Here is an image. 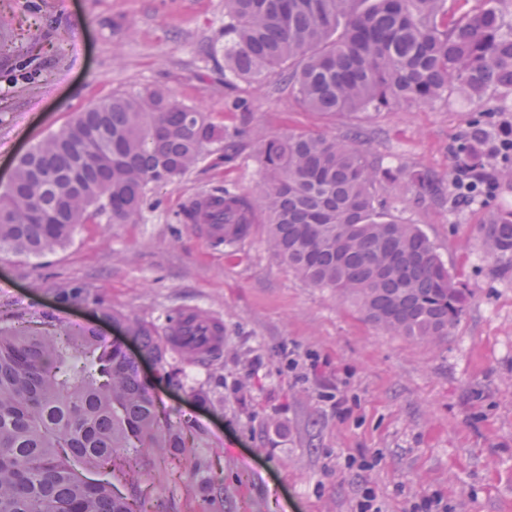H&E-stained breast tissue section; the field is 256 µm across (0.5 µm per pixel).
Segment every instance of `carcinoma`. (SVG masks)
<instances>
[{"instance_id":"1","label":"carcinoma","mask_w":512,"mask_h":512,"mask_svg":"<svg viewBox=\"0 0 512 512\" xmlns=\"http://www.w3.org/2000/svg\"><path fill=\"white\" fill-rule=\"evenodd\" d=\"M224 0V84L262 85L278 75L315 112L357 115L411 107L454 89L481 100L512 94V0ZM491 121L477 118L457 145L453 168L482 172L476 144ZM224 127L162 89L114 94L76 114L30 150L0 195V251L38 257L65 245L77 225L108 211L114 224L138 220L152 187L184 175ZM265 179L255 197L224 189L225 235L251 237L267 219V244L309 284L357 303L368 322L397 336L442 342L463 314L467 289L434 245L377 199L376 185L404 184L422 204L457 203L427 173L375 167L365 152L321 134H259ZM478 183L474 201L512 182ZM489 255L512 256V211L478 225ZM142 357L160 367L169 347L154 327L110 307ZM192 425L162 415L151 385L122 344L94 329L58 331L0 310V512H148L113 479L136 486L134 448H184Z\"/></svg>"}]
</instances>
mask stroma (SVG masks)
Returning <instances> with one entry per match:
<instances>
[{
  "mask_svg": "<svg viewBox=\"0 0 512 512\" xmlns=\"http://www.w3.org/2000/svg\"><path fill=\"white\" fill-rule=\"evenodd\" d=\"M224 0H0V192L19 158L90 102L160 88L236 134L239 152L209 144L182 177L149 190L137 223L94 215L41 257L0 252V305L66 329L94 326L107 304L164 331L188 305L224 323L207 365L182 362L183 386L141 363L171 420L192 418V456L146 449L137 490L155 512H512V260L485 255L483 203L456 210L417 203L407 187L398 219L430 239L469 301L436 346L390 335L328 288L298 277L265 244L266 217L227 255L183 218L224 187L253 196L263 170L254 132L359 128L370 161L447 181L476 102L312 112L288 88L224 85ZM88 300L65 305L59 288ZM213 402L196 403L191 388Z\"/></svg>",
  "mask_w": 512,
  "mask_h": 512,
  "instance_id": "35a3bbf8",
  "label": "stroma"
}]
</instances>
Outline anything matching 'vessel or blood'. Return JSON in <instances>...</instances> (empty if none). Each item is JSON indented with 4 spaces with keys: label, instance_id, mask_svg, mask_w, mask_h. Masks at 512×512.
<instances>
[{
    "label": "vessel or blood",
    "instance_id": "vessel-or-blood-1",
    "mask_svg": "<svg viewBox=\"0 0 512 512\" xmlns=\"http://www.w3.org/2000/svg\"><path fill=\"white\" fill-rule=\"evenodd\" d=\"M186 218L210 241L223 242L224 213L215 194L196 197L186 210ZM218 323V318L199 306L184 307L168 328L169 345L175 352L189 351L196 360H203L224 347V335L218 332Z\"/></svg>",
    "mask_w": 512,
    "mask_h": 512
}]
</instances>
